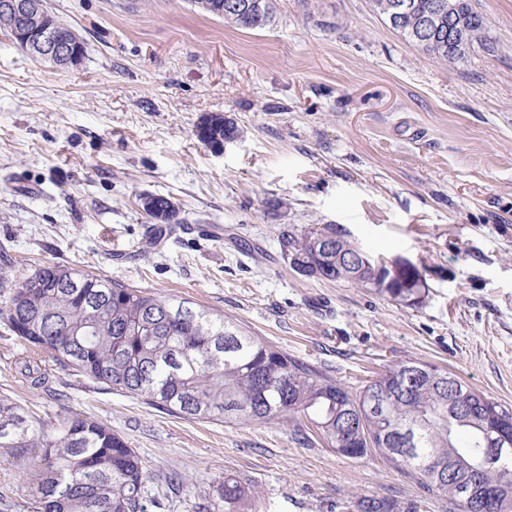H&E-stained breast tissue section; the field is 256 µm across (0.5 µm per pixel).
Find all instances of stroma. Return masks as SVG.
<instances>
[{"instance_id":"1","label":"stroma","mask_w":512,"mask_h":512,"mask_svg":"<svg viewBox=\"0 0 512 512\" xmlns=\"http://www.w3.org/2000/svg\"><path fill=\"white\" fill-rule=\"evenodd\" d=\"M474 2L498 51L449 66L369 0H278L256 30L190 0H47L89 53L58 70L0 34V270L53 263L190 299L353 392L418 359L512 407V0ZM210 113L242 132L220 155L194 135ZM145 194L183 218L154 245ZM311 224L423 268L428 297L296 274L278 236ZM21 354L0 320V395L48 428L90 417L121 433L162 512H209L228 475L258 512H344L358 496L453 512L379 455L302 446L277 424L178 418L62 369L28 389ZM27 470L0 449V512H35Z\"/></svg>"}]
</instances>
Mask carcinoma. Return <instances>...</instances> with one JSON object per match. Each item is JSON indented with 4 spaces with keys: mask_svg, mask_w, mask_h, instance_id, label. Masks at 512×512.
<instances>
[{
    "mask_svg": "<svg viewBox=\"0 0 512 512\" xmlns=\"http://www.w3.org/2000/svg\"><path fill=\"white\" fill-rule=\"evenodd\" d=\"M397 0H370L373 11L405 41L434 59L459 64L495 47L473 0H412L404 16ZM202 12L242 29L264 28L275 18V0H191ZM241 134L219 113L203 117L195 137L208 150ZM141 207L157 233L180 223L166 197L146 194ZM281 256L305 278L371 288L393 301L418 306L429 289L411 266L388 280L385 263L370 257L334 224L281 232ZM0 317L25 354L17 362L33 388L67 368L94 382L183 419L282 424L294 438L310 432L340 455L358 459L374 451L415 478L425 490L460 510L470 490L493 493L471 501L469 512H512V455L483 464L484 436L495 426L512 429V407L491 401L435 364L406 360L388 367L354 394L341 382L288 354L222 314L184 299L158 296L91 272L42 264L8 284ZM419 375L404 381L407 368ZM0 448L30 458L29 475L40 493V512H146L150 472L119 432L91 419L65 421L48 432L40 418L0 398ZM39 452H34V449ZM218 498L226 512H247L249 485L224 478ZM357 512H404L384 497H360Z\"/></svg>",
    "mask_w": 512,
    "mask_h": 512,
    "instance_id": "cac0c4a2",
    "label": "carcinoma"
}]
</instances>
